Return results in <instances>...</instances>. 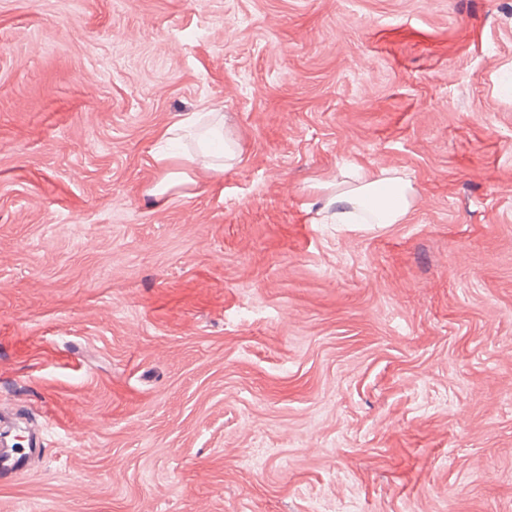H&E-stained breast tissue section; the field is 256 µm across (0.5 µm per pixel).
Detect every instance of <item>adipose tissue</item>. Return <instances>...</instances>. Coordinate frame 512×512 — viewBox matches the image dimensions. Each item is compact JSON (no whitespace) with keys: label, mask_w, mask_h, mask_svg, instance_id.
<instances>
[{"label":"adipose tissue","mask_w":512,"mask_h":512,"mask_svg":"<svg viewBox=\"0 0 512 512\" xmlns=\"http://www.w3.org/2000/svg\"><path fill=\"white\" fill-rule=\"evenodd\" d=\"M182 139L193 140L192 154L166 152V144ZM156 140L162 150L153 152L152 160L159 172L158 178L146 190L158 202L167 201L174 193H187L206 184L215 188L225 173L239 162V142L225 138L224 115L212 107L202 112H191L161 128ZM222 150H215V143ZM415 187L405 178L381 171L364 173L353 186L337 190L328 203L336 208V221L352 223L358 212H366L374 224L405 223L413 206Z\"/></svg>","instance_id":"1"}]
</instances>
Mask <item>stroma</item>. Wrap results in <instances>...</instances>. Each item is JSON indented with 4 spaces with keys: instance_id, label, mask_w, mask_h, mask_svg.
<instances>
[{
    "instance_id": "1",
    "label": "stroma",
    "mask_w": 512,
    "mask_h": 512,
    "mask_svg": "<svg viewBox=\"0 0 512 512\" xmlns=\"http://www.w3.org/2000/svg\"><path fill=\"white\" fill-rule=\"evenodd\" d=\"M507 77L512 0H0V512H512ZM361 169L405 223L325 222ZM224 115L216 107L204 112L180 115L171 124L156 134V143L170 144L182 139H191L196 144V153H169L152 151V160L160 176L146 190L147 195L159 203L167 201L172 193L190 195V190L200 185L198 162H201L207 188L221 186V178L240 161L241 148L238 141L224 138ZM222 143V151H213L215 143ZM8 435L0 439V481L10 482L16 480L27 471V460L31 448L18 447Z\"/></svg>"
}]
</instances>
